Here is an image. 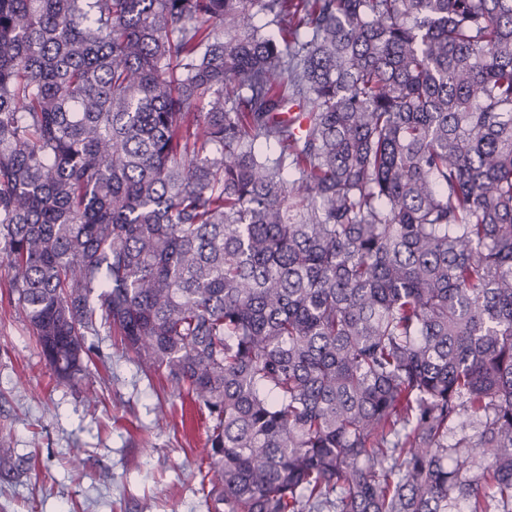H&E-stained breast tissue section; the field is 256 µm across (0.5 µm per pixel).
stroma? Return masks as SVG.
<instances>
[{
	"instance_id": "stroma-1",
	"label": "stroma",
	"mask_w": 512,
	"mask_h": 512,
	"mask_svg": "<svg viewBox=\"0 0 512 512\" xmlns=\"http://www.w3.org/2000/svg\"><path fill=\"white\" fill-rule=\"evenodd\" d=\"M209 426L113 336L57 379L0 266V512H210Z\"/></svg>"
}]
</instances>
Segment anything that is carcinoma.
<instances>
[{
    "label": "carcinoma",
    "instance_id": "obj_1",
    "mask_svg": "<svg viewBox=\"0 0 512 512\" xmlns=\"http://www.w3.org/2000/svg\"><path fill=\"white\" fill-rule=\"evenodd\" d=\"M0 263L214 512H512V0H0Z\"/></svg>",
    "mask_w": 512,
    "mask_h": 512
}]
</instances>
